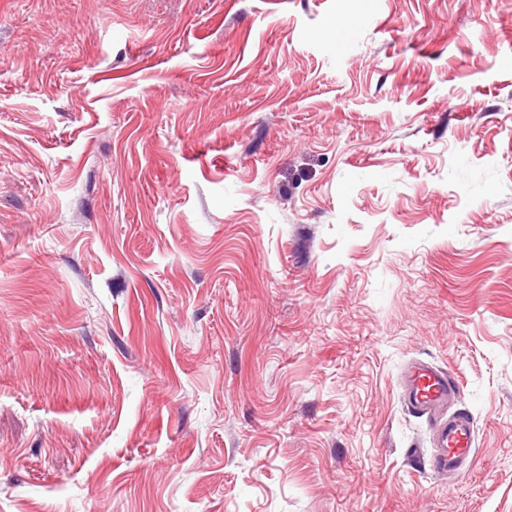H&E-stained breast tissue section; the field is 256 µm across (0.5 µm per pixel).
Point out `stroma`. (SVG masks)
<instances>
[{
  "label": "stroma",
  "mask_w": 512,
  "mask_h": 512,
  "mask_svg": "<svg viewBox=\"0 0 512 512\" xmlns=\"http://www.w3.org/2000/svg\"><path fill=\"white\" fill-rule=\"evenodd\" d=\"M0 512H512V0H0ZM404 402L408 410L433 418L436 424V451L430 459V469L436 474L455 473L474 458V423L464 409L438 424L449 404L461 403L462 386L447 372L428 363H409L404 376Z\"/></svg>",
  "instance_id": "35a3bbf8"
}]
</instances>
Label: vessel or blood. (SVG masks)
Here are the masks:
<instances>
[{"mask_svg":"<svg viewBox=\"0 0 512 512\" xmlns=\"http://www.w3.org/2000/svg\"><path fill=\"white\" fill-rule=\"evenodd\" d=\"M404 385L407 408L438 421L431 470L437 474L459 471L475 455L473 420L458 407L462 399L460 383L447 372L415 360L406 367ZM451 404L457 410L450 415L446 409Z\"/></svg>","mask_w":512,"mask_h":512,"instance_id":"1","label":"vessel or blood"}]
</instances>
